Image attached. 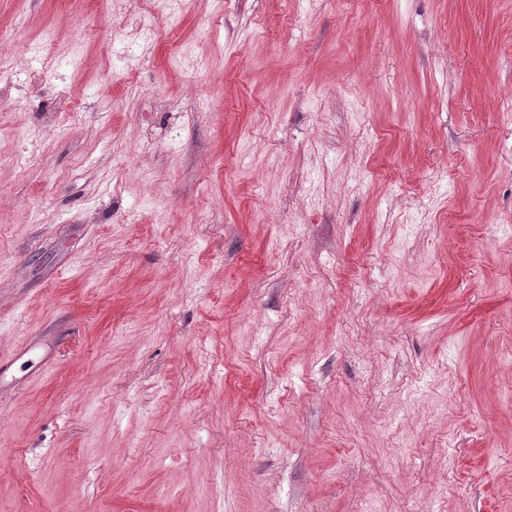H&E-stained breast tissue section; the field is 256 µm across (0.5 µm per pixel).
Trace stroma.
I'll use <instances>...</instances> for the list:
<instances>
[{
  "label": "stroma",
  "instance_id": "35a3bbf8",
  "mask_svg": "<svg viewBox=\"0 0 512 512\" xmlns=\"http://www.w3.org/2000/svg\"><path fill=\"white\" fill-rule=\"evenodd\" d=\"M0 31V512H512V0Z\"/></svg>",
  "mask_w": 512,
  "mask_h": 512
}]
</instances>
